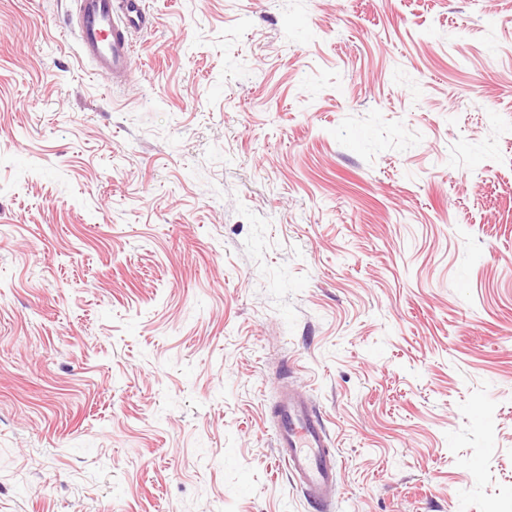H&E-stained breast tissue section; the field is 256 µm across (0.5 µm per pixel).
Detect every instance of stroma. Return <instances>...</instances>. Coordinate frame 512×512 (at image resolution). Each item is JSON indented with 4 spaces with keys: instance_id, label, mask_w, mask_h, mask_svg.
<instances>
[{
    "instance_id": "1",
    "label": "stroma",
    "mask_w": 512,
    "mask_h": 512,
    "mask_svg": "<svg viewBox=\"0 0 512 512\" xmlns=\"http://www.w3.org/2000/svg\"><path fill=\"white\" fill-rule=\"evenodd\" d=\"M122 85L0 0V512H512V0H143ZM275 417L278 461L313 503L326 508L327 494L336 488V453L319 412L303 395L285 390Z\"/></svg>"
}]
</instances>
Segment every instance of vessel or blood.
Listing matches in <instances>:
<instances>
[{"label":"vessel or blood","instance_id":"1","mask_svg":"<svg viewBox=\"0 0 512 512\" xmlns=\"http://www.w3.org/2000/svg\"><path fill=\"white\" fill-rule=\"evenodd\" d=\"M79 48L98 73L117 82L130 74L134 35L150 19L142 0H72ZM276 453L308 498L326 506L336 486V453L315 406L303 395L283 391L275 412Z\"/></svg>","mask_w":512,"mask_h":512}]
</instances>
